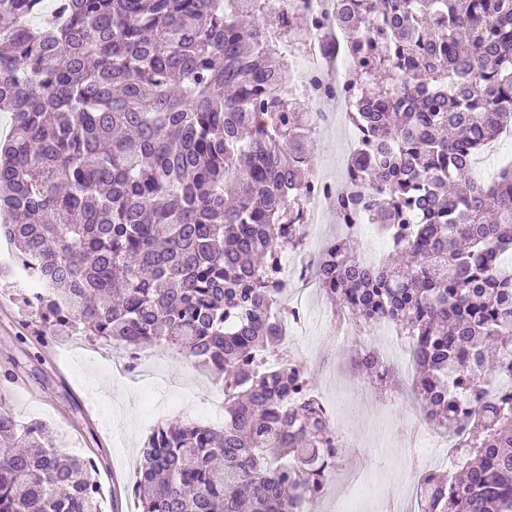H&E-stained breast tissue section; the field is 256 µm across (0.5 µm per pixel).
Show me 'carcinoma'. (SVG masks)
I'll list each match as a JSON object with an SVG mask.
<instances>
[{"instance_id": "cac0c4a2", "label": "carcinoma", "mask_w": 512, "mask_h": 512, "mask_svg": "<svg viewBox=\"0 0 512 512\" xmlns=\"http://www.w3.org/2000/svg\"><path fill=\"white\" fill-rule=\"evenodd\" d=\"M0 0V240L48 331L168 345L224 388V427L148 435L141 512H308L346 449L282 339L275 262L303 242L307 103L278 100L269 0ZM336 53L359 57L354 173L396 263L338 235L316 273L334 307L393 324L413 392L460 463L425 474L422 512H512V165L472 160L512 127V0H344ZM357 372L387 382L373 352ZM0 512H101L104 459L67 457L0 397Z\"/></svg>"}]
</instances>
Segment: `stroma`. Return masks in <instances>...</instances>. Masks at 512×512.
<instances>
[{"label": "stroma", "mask_w": 512, "mask_h": 512, "mask_svg": "<svg viewBox=\"0 0 512 512\" xmlns=\"http://www.w3.org/2000/svg\"><path fill=\"white\" fill-rule=\"evenodd\" d=\"M21 294L14 285L0 283V371L8 368L15 375L11 382L0 378V397L18 421L49 426L66 454L105 455L107 467L98 475L103 512H141L132 484L147 435L166 419L207 422L202 399L215 391L212 377L175 349L153 348L142 351V363L161 377V390L153 393L131 384L113 373V349L106 343L41 334ZM325 308L324 300L310 298L293 353L349 447L329 493L315 502L313 512H335L337 497L347 494L354 475L363 476L374 492L364 512H385L392 493L410 490L413 469L443 471L447 464L436 451L410 462L399 445L401 430L413 422L405 410L412 398L410 374L398 371L395 384L384 386L361 381L352 371L354 352L362 346L398 363L403 349L395 336L370 334L351 322L341 344H324ZM359 385L369 396L364 409L351 402V391Z\"/></svg>", "instance_id": "stroma-1"}]
</instances>
